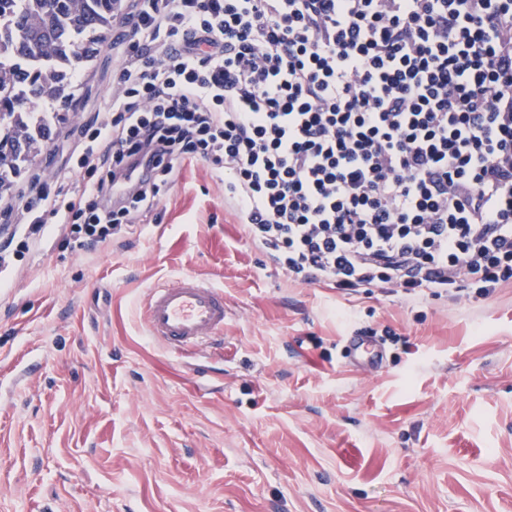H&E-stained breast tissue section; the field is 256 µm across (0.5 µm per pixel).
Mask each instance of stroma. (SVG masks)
<instances>
[{
	"label": "stroma",
	"mask_w": 512,
	"mask_h": 512,
	"mask_svg": "<svg viewBox=\"0 0 512 512\" xmlns=\"http://www.w3.org/2000/svg\"><path fill=\"white\" fill-rule=\"evenodd\" d=\"M111 44L12 187L71 170L112 91ZM141 232L86 253L51 232L0 286V512H512V281L488 297H350L296 283L186 164ZM192 273L224 343L173 354L144 297ZM385 341L352 364V336ZM364 345H371L373 347V355L362 360L359 363V367H361L365 370H369V371H374V370H377L378 368H381L382 362L384 359L383 347L380 344L375 343L373 341V337H370V338L365 337V336L350 337V340H349L350 350H357L361 346H364Z\"/></svg>",
	"instance_id": "stroma-1"
}]
</instances>
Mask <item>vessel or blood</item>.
<instances>
[{"label": "vessel or blood", "instance_id": "b4317fda", "mask_svg": "<svg viewBox=\"0 0 512 512\" xmlns=\"http://www.w3.org/2000/svg\"><path fill=\"white\" fill-rule=\"evenodd\" d=\"M149 336L167 348H200L224 333V293L194 275L152 286L144 307Z\"/></svg>", "mask_w": 512, "mask_h": 512}]
</instances>
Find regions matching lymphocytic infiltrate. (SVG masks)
I'll list each match as a JSON object with an SVG mask.
<instances>
[{
	"label": "lymphocytic infiltrate",
	"instance_id": "1",
	"mask_svg": "<svg viewBox=\"0 0 512 512\" xmlns=\"http://www.w3.org/2000/svg\"><path fill=\"white\" fill-rule=\"evenodd\" d=\"M85 177L50 179L0 273L51 225L134 233L210 165L289 279L349 296L512 280V0H132Z\"/></svg>",
	"mask_w": 512,
	"mask_h": 512
}]
</instances>
